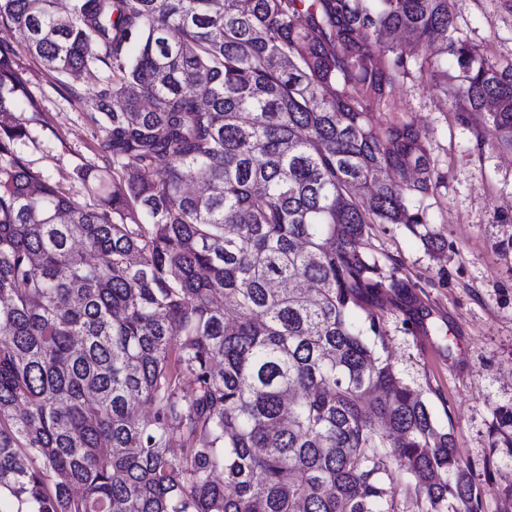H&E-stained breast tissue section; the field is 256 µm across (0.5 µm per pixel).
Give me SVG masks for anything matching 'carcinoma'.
<instances>
[{
  "label": "carcinoma",
  "mask_w": 512,
  "mask_h": 512,
  "mask_svg": "<svg viewBox=\"0 0 512 512\" xmlns=\"http://www.w3.org/2000/svg\"><path fill=\"white\" fill-rule=\"evenodd\" d=\"M0 23L104 69L105 122L84 205L19 156L0 43V512H481L385 356L374 307L407 284L363 241L444 247L396 95L430 81L477 148L512 145V63L450 0H0Z\"/></svg>",
  "instance_id": "obj_1"
}]
</instances>
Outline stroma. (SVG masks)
<instances>
[{
    "instance_id": "35a3bbf8",
    "label": "stroma",
    "mask_w": 512,
    "mask_h": 512,
    "mask_svg": "<svg viewBox=\"0 0 512 512\" xmlns=\"http://www.w3.org/2000/svg\"><path fill=\"white\" fill-rule=\"evenodd\" d=\"M469 42L512 61V0H451ZM13 43L18 72L33 100L16 117L28 131L18 152L28 167L62 191L89 202L78 172L101 164L104 132L98 112L100 76L63 87L58 73L0 25ZM393 108L428 142L447 178L430 209L445 241L431 252L399 224L372 225L365 251L406 292H386L376 313L391 361L402 380L422 392L479 491L482 512H512V148L477 147L473 127L461 124L429 82L399 92Z\"/></svg>"
}]
</instances>
